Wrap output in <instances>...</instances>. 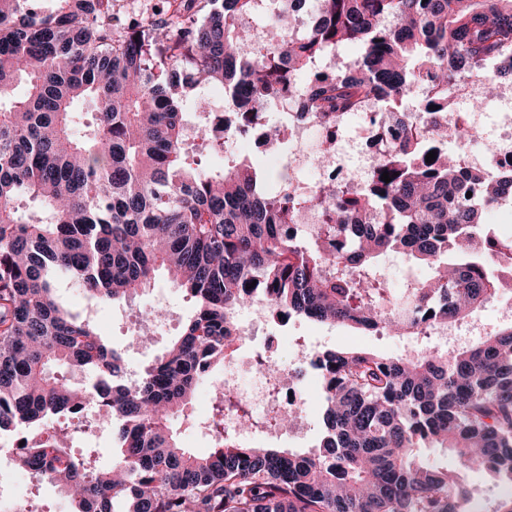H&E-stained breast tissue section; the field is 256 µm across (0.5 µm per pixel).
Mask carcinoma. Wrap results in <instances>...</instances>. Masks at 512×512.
I'll use <instances>...</instances> for the list:
<instances>
[{
  "mask_svg": "<svg viewBox=\"0 0 512 512\" xmlns=\"http://www.w3.org/2000/svg\"><path fill=\"white\" fill-rule=\"evenodd\" d=\"M37 2L0 0V432L18 442L14 466L64 490L70 512H115L117 500L120 512H458L461 501L486 512L478 488L424 461L429 445L486 471L506 489L493 512H512V326L453 351H317L323 431L303 453L225 433L221 387L211 452L182 447L174 428L250 301L281 322L427 336L512 289L498 274L512 237L483 221L512 201V171L468 176L481 192L461 204L458 160L447 163L448 145L479 137L448 124L450 91L477 81L492 96L512 82V0H315L297 34L302 0H153L126 16L123 0ZM259 15L274 18L276 40L244 24ZM345 43L360 57L307 89L302 117L336 123L378 99L405 118L398 107L430 92L426 133L388 132L365 192L327 182L302 200L265 191L244 159L215 169L190 156V118L222 155L214 123L247 132ZM217 86L220 112L204 98ZM304 202L327 216L315 238L287 231ZM394 249L436 273L399 302L380 281ZM161 271L194 311L130 383L122 351L61 304L54 277L112 305ZM89 405L112 424L105 464L98 448L72 449Z\"/></svg>",
  "mask_w": 512,
  "mask_h": 512,
  "instance_id": "1",
  "label": "carcinoma"
}]
</instances>
